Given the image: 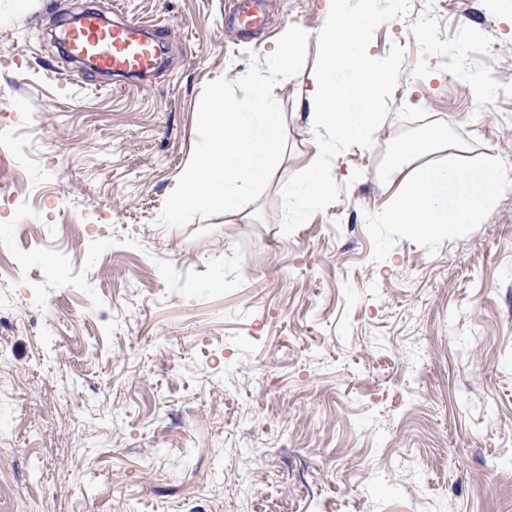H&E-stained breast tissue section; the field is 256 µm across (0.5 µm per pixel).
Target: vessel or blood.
Masks as SVG:
<instances>
[{
  "label": "vessel or blood",
  "instance_id": "b4317fda",
  "mask_svg": "<svg viewBox=\"0 0 512 512\" xmlns=\"http://www.w3.org/2000/svg\"><path fill=\"white\" fill-rule=\"evenodd\" d=\"M234 19L239 28L258 31L266 22L264 0H238ZM70 56L115 76L150 77L163 51L162 42L145 36L132 21L107 22L95 11L81 12L64 36Z\"/></svg>",
  "mask_w": 512,
  "mask_h": 512
}]
</instances>
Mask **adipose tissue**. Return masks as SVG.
I'll return each mask as SVG.
<instances>
[{"mask_svg":"<svg viewBox=\"0 0 512 512\" xmlns=\"http://www.w3.org/2000/svg\"><path fill=\"white\" fill-rule=\"evenodd\" d=\"M345 2L326 0L325 21L317 33L322 61L301 91L293 115L311 135L314 154L304 164L302 177L288 187L285 209L291 224L323 202L331 183L335 143L370 141L384 119L371 85L391 81L394 71L375 69L369 58L353 52L365 28ZM386 183L394 188L388 220L424 234L443 224L479 221L491 212L498 196L496 164L466 162L462 153L449 152L442 133L431 135L426 145L403 143Z\"/></svg>","mask_w":512,"mask_h":512,"instance_id":"ef3b65f1","label":"adipose tissue"}]
</instances>
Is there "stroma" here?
<instances>
[{
  "instance_id": "stroma-1",
  "label": "stroma",
  "mask_w": 512,
  "mask_h": 512,
  "mask_svg": "<svg viewBox=\"0 0 512 512\" xmlns=\"http://www.w3.org/2000/svg\"><path fill=\"white\" fill-rule=\"evenodd\" d=\"M225 0H0V512H512V181L453 234L383 221L402 142L439 124L512 170V96L473 116L477 76L512 85V0H372L358 53L393 67L371 142L336 147L324 203L283 221L313 148L296 125L249 221L158 217L197 140L207 82L235 81L290 26L321 62L325 0H271L224 30ZM91 7L174 28L150 79L113 89L65 61ZM239 2L233 18L239 29L261 30L266 22L264 12L265 0H237Z\"/></svg>"
}]
</instances>
